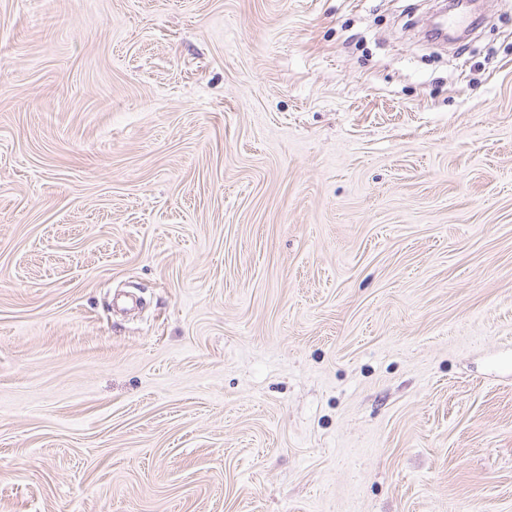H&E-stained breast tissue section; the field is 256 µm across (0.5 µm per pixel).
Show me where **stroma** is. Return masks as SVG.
<instances>
[{"label": "stroma", "mask_w": 512, "mask_h": 512, "mask_svg": "<svg viewBox=\"0 0 512 512\" xmlns=\"http://www.w3.org/2000/svg\"><path fill=\"white\" fill-rule=\"evenodd\" d=\"M0 0V512H512V0Z\"/></svg>", "instance_id": "35a3bbf8"}]
</instances>
